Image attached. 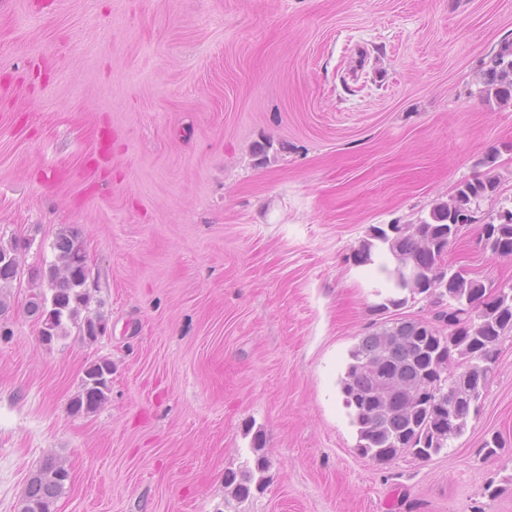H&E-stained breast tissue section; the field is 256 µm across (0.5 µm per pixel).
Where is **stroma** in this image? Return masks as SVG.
I'll list each match as a JSON object with an SVG mask.
<instances>
[{
  "mask_svg": "<svg viewBox=\"0 0 512 512\" xmlns=\"http://www.w3.org/2000/svg\"><path fill=\"white\" fill-rule=\"evenodd\" d=\"M512 0H9L0 6V239L23 267L80 229L108 327L40 339L0 314V512L58 454L54 512H512V337L439 455L360 456L340 380L387 316L353 254L487 172L512 209V103L478 73ZM494 165H487V158ZM447 260L512 286L468 230ZM112 362L95 413L69 403ZM500 433L496 457L478 456ZM264 457L245 499L228 472ZM496 483L497 497L486 486Z\"/></svg>",
  "mask_w": 512,
  "mask_h": 512,
  "instance_id": "obj_1",
  "label": "stroma"
}]
</instances>
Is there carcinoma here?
Listing matches in <instances>:
<instances>
[{"mask_svg":"<svg viewBox=\"0 0 512 512\" xmlns=\"http://www.w3.org/2000/svg\"><path fill=\"white\" fill-rule=\"evenodd\" d=\"M487 98L512 101V41L501 45L480 77ZM497 180H466L447 201L437 203L429 219L399 224L390 232L371 228L354 253L358 265H375L388 294L376 305L384 314L433 290L439 301L430 316L396 317L384 322L351 351L341 379L344 403L357 428V450L385 463L402 454L427 461L467 428L497 363L499 346L512 337V286L495 285L449 268L448 246L460 223H475L473 208L492 197ZM479 242L494 255H512V224L490 220L479 225ZM55 260L29 268L39 284L29 294L27 311L48 345L76 331L94 341L107 329L104 316L90 312L91 286L83 266L84 242L78 228L58 229L52 243ZM18 243H0V286L23 274ZM112 362L100 359L85 370L69 409L93 413L107 400ZM67 467L50 454L27 481L20 512H53L67 488ZM251 473L230 472L224 482L234 495L250 493Z\"/></svg>","mask_w":512,"mask_h":512,"instance_id":"1","label":"carcinoma"}]
</instances>
